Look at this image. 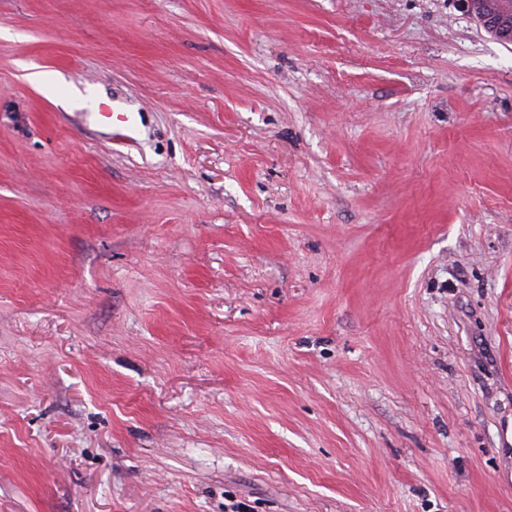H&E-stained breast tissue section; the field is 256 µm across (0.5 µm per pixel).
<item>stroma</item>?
I'll return each instance as SVG.
<instances>
[{"label": "stroma", "instance_id": "obj_1", "mask_svg": "<svg viewBox=\"0 0 512 512\" xmlns=\"http://www.w3.org/2000/svg\"><path fill=\"white\" fill-rule=\"evenodd\" d=\"M0 512H512V45L0 0Z\"/></svg>", "mask_w": 512, "mask_h": 512}]
</instances>
